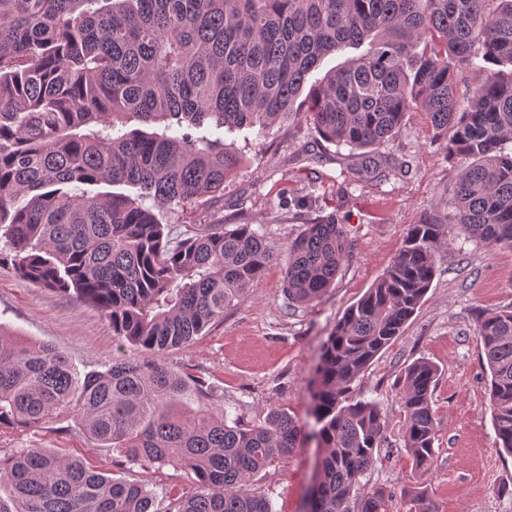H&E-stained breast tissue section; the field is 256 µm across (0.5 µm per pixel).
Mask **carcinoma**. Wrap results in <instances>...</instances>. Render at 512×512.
<instances>
[{"label":"carcinoma","mask_w":512,"mask_h":512,"mask_svg":"<svg viewBox=\"0 0 512 512\" xmlns=\"http://www.w3.org/2000/svg\"><path fill=\"white\" fill-rule=\"evenodd\" d=\"M367 45L304 91L322 59ZM512 0H0V259L24 280L101 310L140 352L76 373L49 344L0 329V427L72 420L100 448L183 470L192 494L169 503L53 448L0 455V512H273L247 479L300 447L285 410L229 420L214 387L166 363L285 257L288 301L311 305L347 257L344 225L314 218L286 244L249 224L163 223L224 194L240 159L220 133L303 116L319 138L383 176L378 148L424 112L460 163L448 211L410 225L390 266L323 344L312 417L323 449L305 512H435L426 490L361 480L386 418L351 385L400 335L431 288L441 248L461 239L512 249ZM481 77L459 93V77ZM498 449L512 456V311L483 310ZM437 365L401 376L404 448L435 462Z\"/></svg>","instance_id":"1"}]
</instances>
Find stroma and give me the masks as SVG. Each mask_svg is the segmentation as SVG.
Listing matches in <instances>:
<instances>
[{"label":"stroma","instance_id":"obj_1","mask_svg":"<svg viewBox=\"0 0 512 512\" xmlns=\"http://www.w3.org/2000/svg\"><path fill=\"white\" fill-rule=\"evenodd\" d=\"M224 147L241 162L224 194L204 211L175 208L167 215L174 233L186 226L238 215L268 240L282 245L303 229V214L335 215L344 224L349 253L332 288L309 306L290 304L283 291V263L272 261L258 284L224 312L189 347L170 350L168 365L216 386L231 417L249 424L273 409L287 410L303 427L300 448L250 478L274 512H304L320 450L310 433L308 382L319 349L344 311L385 272L409 225L445 209L457 166L447 161L424 113L411 112L399 137L382 146L401 174L384 180L347 181L356 157L317 136L300 118H286L267 136L228 133ZM512 309V250L452 242L441 251L432 286L402 333L352 385L355 397L379 403L387 417L386 453L362 480L377 486L426 489L437 512H512V458L496 449L484 354L476 335L481 310ZM0 325L16 338L48 343L74 370H105L113 358H138L118 346L100 310L20 278L0 263ZM419 358L439 367L432 404L438 423L436 458L416 470L403 449L397 381ZM56 448L87 459L102 472L142 484L169 499L189 495L192 485L172 466H116L112 452L89 443L73 422L56 421L18 431L0 429V454L17 448Z\"/></svg>","mask_w":512,"mask_h":512}]
</instances>
